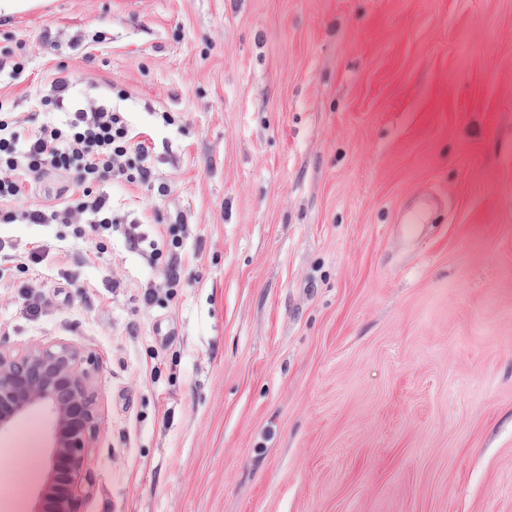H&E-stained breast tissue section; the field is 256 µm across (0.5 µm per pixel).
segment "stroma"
I'll return each mask as SVG.
<instances>
[{
    "instance_id": "stroma-1",
    "label": "stroma",
    "mask_w": 512,
    "mask_h": 512,
    "mask_svg": "<svg viewBox=\"0 0 512 512\" xmlns=\"http://www.w3.org/2000/svg\"><path fill=\"white\" fill-rule=\"evenodd\" d=\"M19 48L21 120L66 67L153 141L171 190L112 184L122 228L189 224L149 304L122 228L0 224L43 254L0 344L97 358L79 512H512V0H33ZM49 440L0 434V512Z\"/></svg>"
}]
</instances>
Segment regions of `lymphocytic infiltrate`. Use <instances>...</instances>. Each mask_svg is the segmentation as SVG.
Masks as SVG:
<instances>
[{
	"label": "lymphocytic infiltrate",
	"instance_id": "obj_1",
	"mask_svg": "<svg viewBox=\"0 0 512 512\" xmlns=\"http://www.w3.org/2000/svg\"><path fill=\"white\" fill-rule=\"evenodd\" d=\"M73 87L72 75L63 72L36 94L43 119L35 126L0 102V224H61L75 238L95 240L102 250L116 222L104 190L108 181L152 184L160 197L170 188L155 183L151 146L137 138L124 112L111 104L74 100ZM57 171L69 174L71 193L27 203L34 184ZM186 231V225H169L164 245L150 251L153 262L168 264L163 286L171 294L185 285L172 262Z\"/></svg>",
	"mask_w": 512,
	"mask_h": 512
}]
</instances>
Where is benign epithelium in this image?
<instances>
[{
    "mask_svg": "<svg viewBox=\"0 0 512 512\" xmlns=\"http://www.w3.org/2000/svg\"><path fill=\"white\" fill-rule=\"evenodd\" d=\"M92 365L65 342L0 345V432L38 408L52 415L48 471L30 512H78L79 480L102 427Z\"/></svg>",
    "mask_w": 512,
    "mask_h": 512,
    "instance_id": "1",
    "label": "benign epithelium"
}]
</instances>
